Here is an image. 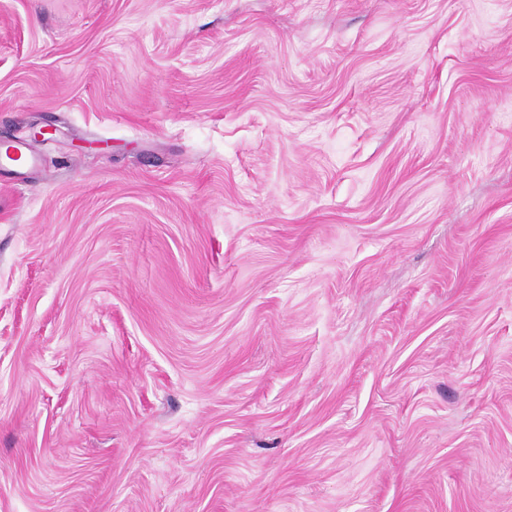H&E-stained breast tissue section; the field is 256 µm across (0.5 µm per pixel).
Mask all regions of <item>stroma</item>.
<instances>
[{
	"label": "stroma",
	"mask_w": 512,
	"mask_h": 512,
	"mask_svg": "<svg viewBox=\"0 0 512 512\" xmlns=\"http://www.w3.org/2000/svg\"><path fill=\"white\" fill-rule=\"evenodd\" d=\"M0 512H512V0H0Z\"/></svg>",
	"instance_id": "35a3bbf8"
}]
</instances>
